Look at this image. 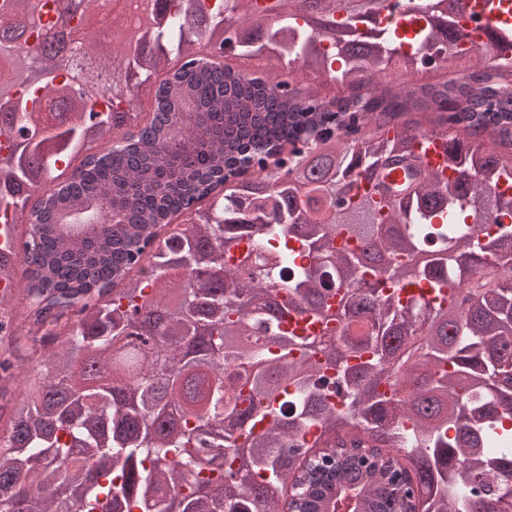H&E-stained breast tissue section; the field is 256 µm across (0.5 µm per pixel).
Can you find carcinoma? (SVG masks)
I'll return each mask as SVG.
<instances>
[{"mask_svg":"<svg viewBox=\"0 0 512 512\" xmlns=\"http://www.w3.org/2000/svg\"><path fill=\"white\" fill-rule=\"evenodd\" d=\"M354 2L163 0V20L144 21L152 54L89 40L65 67L43 56L34 81L14 44L56 42L70 2L0 0V232L25 225L31 241L0 261L15 285L0 295V512H280L303 457L347 447L352 424L396 452L421 512H512V42L455 50L461 33L434 20L457 19L455 0H422L414 42L444 50L403 60L433 76L400 81L395 28L360 29L386 0ZM229 17L240 52L287 61L288 79H269L292 96L189 61L224 45ZM90 53L93 81L110 55L144 75L140 123L114 130L120 84L73 87ZM347 112L336 141L316 137ZM358 115L372 126L351 141ZM424 121L452 176L374 200L382 169L420 159ZM272 140L291 147L292 185L228 184L230 154ZM30 167L44 188L20 199ZM179 218L150 275L112 288L141 232ZM338 232L359 247L297 264ZM186 267L198 286L180 284ZM424 281L433 297H400ZM292 312L337 329L288 332Z\"/></svg>","mask_w":512,"mask_h":512,"instance_id":"carcinoma-1","label":"carcinoma"}]
</instances>
